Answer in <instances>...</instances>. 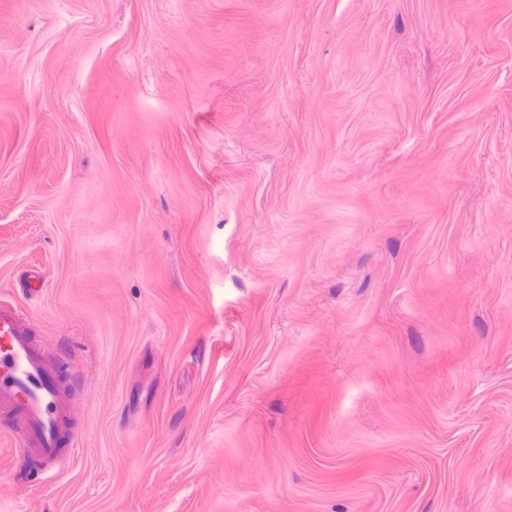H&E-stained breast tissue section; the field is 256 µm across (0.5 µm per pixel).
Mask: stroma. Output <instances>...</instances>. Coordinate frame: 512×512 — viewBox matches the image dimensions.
<instances>
[{"label":"stroma","instance_id":"stroma-1","mask_svg":"<svg viewBox=\"0 0 512 512\" xmlns=\"http://www.w3.org/2000/svg\"><path fill=\"white\" fill-rule=\"evenodd\" d=\"M0 300V512H512V0H0ZM65 392L60 360L34 343L17 308L0 304V411L12 414L26 444L23 464L38 474L64 467L80 449Z\"/></svg>","mask_w":512,"mask_h":512}]
</instances>
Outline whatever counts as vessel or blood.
<instances>
[{"label":"vessel or blood","mask_w":512,"mask_h":512,"mask_svg":"<svg viewBox=\"0 0 512 512\" xmlns=\"http://www.w3.org/2000/svg\"><path fill=\"white\" fill-rule=\"evenodd\" d=\"M0 410L12 414L23 462L37 472L64 467L78 451L62 364L34 343L27 319L8 303L0 304Z\"/></svg>","instance_id":"obj_1"}]
</instances>
